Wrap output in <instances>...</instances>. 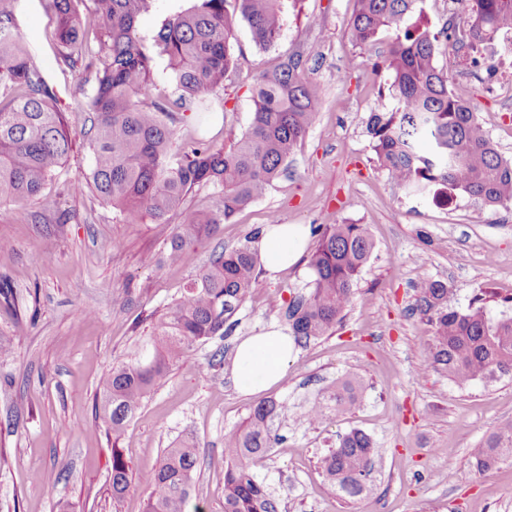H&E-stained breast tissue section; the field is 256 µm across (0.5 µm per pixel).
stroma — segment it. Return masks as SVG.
<instances>
[{
	"label": "stroma",
	"mask_w": 512,
	"mask_h": 512,
	"mask_svg": "<svg viewBox=\"0 0 512 512\" xmlns=\"http://www.w3.org/2000/svg\"><path fill=\"white\" fill-rule=\"evenodd\" d=\"M23 43L69 117L73 150L59 169L53 208L40 201L0 205V512H143L147 491L132 484L114 502L112 450L121 448L134 476L155 467L166 448L193 438L200 460L194 502L217 512L224 499V434L257 403L232 376L240 337L275 324L288 327V303L307 295V260L259 276L252 295L225 322L223 335L195 345L144 399L120 437L96 416L99 381L129 358L156 320L212 253L245 243L271 221L282 224L355 222L368 225L375 249L353 301L332 332L297 346L285 377L266 397L291 406L321 399L336 383L358 379L354 410L320 426L275 417L280 437L254 469L279 497V512H512V460L475 471L469 455L484 435L512 420V379L461 386L421 373L432 329L410 309L415 286L439 280L467 309L478 289L494 291L487 315L512 296V208H490L465 195L439 206L390 182L375 160L367 123L392 107L386 73H373L348 38L353 0H301L288 14L279 45L253 43L237 22L232 52L237 70L225 83L224 108L210 131L237 138L251 123L253 87L283 51H300L322 107L286 173L209 238L196 241L181 264L164 256L190 215L214 207L218 191L201 186L159 223H135L93 192L74 197L65 184L90 163L82 106L93 91L70 71L53 41L52 0H11ZM318 24H311V17ZM437 62L450 88L475 106L478 122L500 153L512 158V58L497 78L465 76V60L439 47ZM350 74L336 81L337 70ZM497 261L485 265L486 253ZM222 353L221 363L212 356ZM371 436L373 486L344 500L325 484L320 460L350 429Z\"/></svg>",
	"instance_id": "35a3bbf8"
}]
</instances>
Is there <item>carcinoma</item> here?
<instances>
[{
    "label": "carcinoma",
    "mask_w": 512,
    "mask_h": 512,
    "mask_svg": "<svg viewBox=\"0 0 512 512\" xmlns=\"http://www.w3.org/2000/svg\"><path fill=\"white\" fill-rule=\"evenodd\" d=\"M301 0H196L170 14L151 38L141 33L140 16L151 0H93L91 21L73 0H54V38L64 63L95 74L97 88L83 107L91 149L89 175L68 186L71 195L89 187L126 221L144 213L158 221L178 209L192 189H219L215 208L183 225L166 260L183 261L186 249L203 235L261 198L288 169V159L316 121L321 99L305 75L297 51L255 86V109L248 129L227 145L204 130L186 146L176 144L169 124L189 103L208 110L223 103L224 82L236 70L230 40L235 21L247 23L255 46L278 45L289 8ZM418 0H354L351 41L366 51L378 35L393 32L386 49L376 51L372 67L390 74L394 106L374 112L368 123L377 166L394 184L450 202L467 195L493 208L512 205V159L502 156L477 122L474 107L449 88L448 71L437 62L442 43L456 51L485 47L486 40L512 33V0H469L466 30L454 23L434 31L410 22ZM165 60L171 92L152 99L153 66ZM51 94L39 63L23 44L0 0V203L45 195L72 150L66 114L50 104ZM423 141L431 151L419 150ZM318 236L310 257L311 290L287 306L298 344L327 335L344 317L375 243L368 225L347 222L313 228ZM256 256L249 243L212 255L187 283L180 297L155 321L137 355L112 365L100 381L98 414L118 439L171 367L196 344L224 329V322L256 286ZM415 312L433 328L422 369L441 371L466 385L476 380L512 379V315L490 319L480 291L470 308L458 309L454 294L438 280L416 285ZM360 382L345 380L324 399L294 412L304 424H318L331 412L346 414L356 405ZM285 403L263 398L247 420L224 435V501L219 512H278V501L252 468L280 441L272 418ZM199 449L184 440L165 450L160 464L141 476L149 489L144 512H189ZM374 444L359 429L339 437L321 460L325 479L340 498H355L369 488ZM474 466L488 469L512 459V421L490 430L473 450ZM132 473L118 448L112 449V498L129 490Z\"/></svg>",
    "instance_id": "carcinoma-1"
}]
</instances>
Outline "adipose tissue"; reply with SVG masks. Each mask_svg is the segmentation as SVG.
<instances>
[{
    "label": "adipose tissue",
    "instance_id": "ef3b65f1",
    "mask_svg": "<svg viewBox=\"0 0 512 512\" xmlns=\"http://www.w3.org/2000/svg\"><path fill=\"white\" fill-rule=\"evenodd\" d=\"M308 245L301 224H271L254 243L259 262L270 276L295 264ZM287 330L272 325L242 337L233 358L232 374L245 393L256 394L279 382L286 374L292 353Z\"/></svg>",
    "mask_w": 512,
    "mask_h": 512
}]
</instances>
